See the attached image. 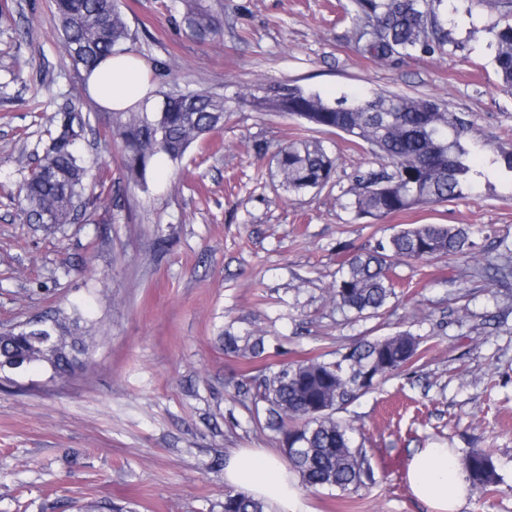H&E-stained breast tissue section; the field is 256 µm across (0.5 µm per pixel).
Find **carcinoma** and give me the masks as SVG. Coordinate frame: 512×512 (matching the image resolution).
I'll return each mask as SVG.
<instances>
[{"mask_svg": "<svg viewBox=\"0 0 512 512\" xmlns=\"http://www.w3.org/2000/svg\"><path fill=\"white\" fill-rule=\"evenodd\" d=\"M183 22L198 38L216 33L211 13L196 0H183ZM444 0H353L355 37L362 56L394 62L417 54L434 56L458 49L449 38L442 11ZM64 53L90 73L104 59L124 51L129 29L118 0H52ZM498 18L486 28L494 48L498 87L512 91V0H494ZM237 104L260 112H279L326 130H336L355 145L390 164L357 176L349 207L356 215L376 220L467 197L480 173L471 163L472 127L433 98L376 92L334 101L289 83L250 85ZM224 99L206 91L169 96L152 112H114L109 138L124 145L128 175L145 181L147 166L158 154L180 160L196 141L221 128ZM83 126L75 117L58 113L43 156L31 170L19 200L25 217L54 233L83 202L88 167L77 148ZM282 184L293 193L323 189L336 167V158L308 139H294L275 154ZM472 246L462 225L410 224L377 244L374 250L343 261L328 289L336 308L356 318L379 314L395 297L387 275L395 258L411 260L455 258ZM70 316L56 312L51 325V351L32 341L23 329L0 333V365L40 364L53 376L66 375L86 353V344L70 328ZM420 338L409 331L382 339H366L334 359L323 356L277 365L251 383L238 386L245 401L263 405L261 429L282 434L288 467L308 491L358 490L371 480L362 446L355 444L354 427L336 412L374 384L411 364L420 351ZM224 351L257 358L266 351L262 336L224 333ZM462 465L472 490L487 496L498 484V463L484 448L471 449ZM223 512H270L263 501L227 492Z\"/></svg>", "mask_w": 512, "mask_h": 512, "instance_id": "carcinoma-1", "label": "carcinoma"}]
</instances>
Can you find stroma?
<instances>
[{"label": "stroma", "mask_w": 512, "mask_h": 512, "mask_svg": "<svg viewBox=\"0 0 512 512\" xmlns=\"http://www.w3.org/2000/svg\"><path fill=\"white\" fill-rule=\"evenodd\" d=\"M217 32L201 40L180 0H119L127 51L152 67L155 102L206 90L224 98L222 129L179 161L155 157L146 186L124 167L112 121L86 73L64 54L51 0H0V333L65 310L93 336L63 379L35 367L0 380V512H222L224 459L280 452L255 426L237 385L270 365L411 330L422 355L338 412L364 445L368 487L301 492L300 512H429L407 483L421 448H491L502 481L462 512H512V93L496 86L483 29L488 0H448L458 50L381 63L354 38L352 0H198ZM292 82L335 99L355 93L436 97L473 124L483 176L464 199L376 221L347 204L357 172L380 161L342 133L238 107L241 88ZM78 113L91 167L73 223H28L19 191L62 109ZM295 138L336 159L320 191L289 193L274 155ZM407 224H467L476 244L454 259L394 262L396 298L348 319L329 300L340 261ZM266 339V352H224L225 332Z\"/></svg>", "instance_id": "stroma-1"}]
</instances>
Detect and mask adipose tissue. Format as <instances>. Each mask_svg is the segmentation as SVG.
Here are the masks:
<instances>
[{
  "label": "adipose tissue",
  "mask_w": 512,
  "mask_h": 512,
  "mask_svg": "<svg viewBox=\"0 0 512 512\" xmlns=\"http://www.w3.org/2000/svg\"><path fill=\"white\" fill-rule=\"evenodd\" d=\"M95 99L110 111L144 103L153 89L147 64L130 52L108 58L88 77ZM412 495L430 512H460L468 483L461 456L451 448H422L408 463ZM224 482L260 499L276 512H298L299 483L294 472L277 456L263 450L242 449L224 463Z\"/></svg>",
  "instance_id": "adipose-tissue-1"
}]
</instances>
